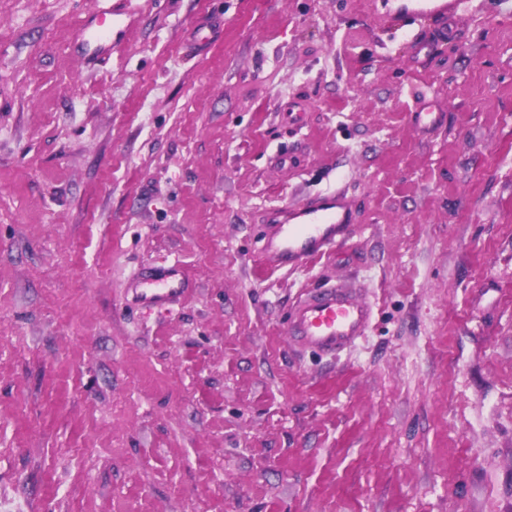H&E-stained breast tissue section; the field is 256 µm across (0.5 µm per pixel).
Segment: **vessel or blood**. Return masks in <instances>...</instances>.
Returning a JSON list of instances; mask_svg holds the SVG:
<instances>
[{
  "label": "vessel or blood",
  "mask_w": 512,
  "mask_h": 512,
  "mask_svg": "<svg viewBox=\"0 0 512 512\" xmlns=\"http://www.w3.org/2000/svg\"><path fill=\"white\" fill-rule=\"evenodd\" d=\"M350 207L344 192L327 191L304 202L271 211L261 236L260 256L271 269L298 267L325 253L348 231ZM180 264L157 268L134 288L145 309L166 310L186 291ZM373 308L342 286L309 291L291 308L288 335L301 351L337 357L351 350L372 324Z\"/></svg>",
  "instance_id": "1"
}]
</instances>
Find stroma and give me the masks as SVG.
<instances>
[{"label":"stroma","mask_w":512,"mask_h":512,"mask_svg":"<svg viewBox=\"0 0 512 512\" xmlns=\"http://www.w3.org/2000/svg\"><path fill=\"white\" fill-rule=\"evenodd\" d=\"M457 3L0 0V512H512V0ZM334 189L348 237L263 266ZM332 285L336 360L287 323ZM262 231L260 257L270 269L296 268L325 253L348 231L350 207L342 191H327L275 209ZM186 276L180 264L159 267L142 278L133 288L139 305L148 310H168L186 292ZM372 319L371 304L352 289L321 287L292 306L288 337L297 350L336 358L366 335Z\"/></svg>","instance_id":"35a3bbf8"}]
</instances>
